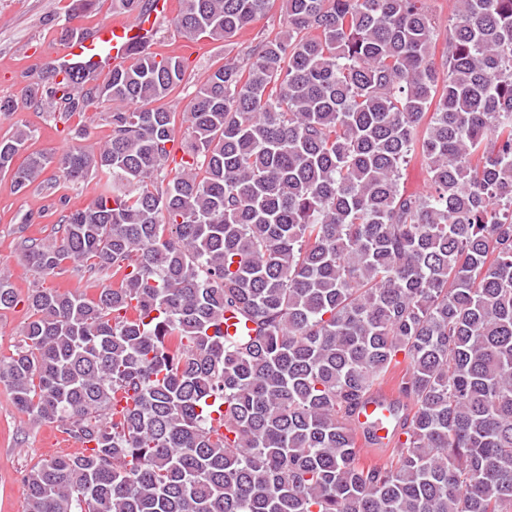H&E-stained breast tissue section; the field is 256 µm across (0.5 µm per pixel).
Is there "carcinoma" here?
<instances>
[{"instance_id":"cac0c4a2","label":"carcinoma","mask_w":512,"mask_h":512,"mask_svg":"<svg viewBox=\"0 0 512 512\" xmlns=\"http://www.w3.org/2000/svg\"><path fill=\"white\" fill-rule=\"evenodd\" d=\"M276 1L178 161L176 54L39 72L57 123L111 104L97 148L17 166L33 131L0 138L18 192L105 180L18 243L95 289L32 290L0 356L17 409L83 448L24 475V512H512V0H455L440 70L425 0H181L174 29L229 42ZM388 383L383 443L355 419Z\"/></svg>"}]
</instances>
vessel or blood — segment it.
Wrapping results in <instances>:
<instances>
[{"label":"vessel or blood","mask_w":512,"mask_h":512,"mask_svg":"<svg viewBox=\"0 0 512 512\" xmlns=\"http://www.w3.org/2000/svg\"><path fill=\"white\" fill-rule=\"evenodd\" d=\"M170 10L171 0H156L152 12L116 16L95 28L91 37L64 42L57 54L74 66L126 67L134 50L151 39L156 17Z\"/></svg>","instance_id":"vessel-or-blood-1"}]
</instances>
